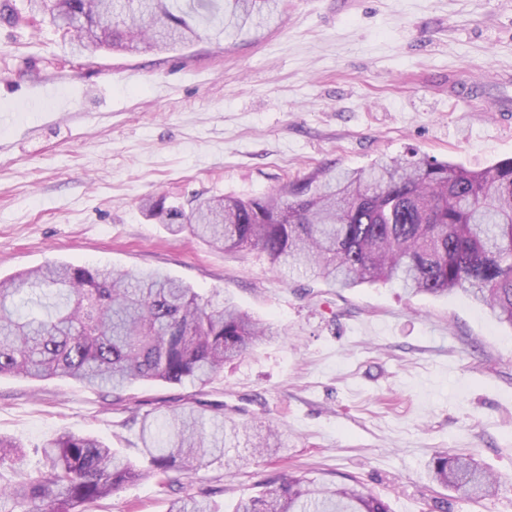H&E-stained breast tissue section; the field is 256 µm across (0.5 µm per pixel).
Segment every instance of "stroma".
<instances>
[{
  "mask_svg": "<svg viewBox=\"0 0 512 512\" xmlns=\"http://www.w3.org/2000/svg\"><path fill=\"white\" fill-rule=\"evenodd\" d=\"M472 100H454L459 83ZM57 97L39 100L44 84ZM512 0H281L261 28L202 31L157 51L77 53L50 19L0 20V278L48 262L161 270L230 297L282 335L206 387L136 382L121 396L67 379L0 376V434L25 447L63 432L127 456L134 415L221 409L278 427L169 488L141 482L85 512H166L209 492L219 512L271 476L360 482L391 512H512V327L461 293L333 288L282 276L152 219L146 198L262 197L332 167L412 154L472 169L512 158ZM472 456L498 483L461 497L429 477L436 452Z\"/></svg>",
  "mask_w": 512,
  "mask_h": 512,
  "instance_id": "35a3bbf8",
  "label": "stroma"
}]
</instances>
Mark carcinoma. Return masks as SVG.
<instances>
[{
    "label": "carcinoma",
    "mask_w": 512,
    "mask_h": 512,
    "mask_svg": "<svg viewBox=\"0 0 512 512\" xmlns=\"http://www.w3.org/2000/svg\"><path fill=\"white\" fill-rule=\"evenodd\" d=\"M85 50L136 53L200 37L201 18L224 30L267 25L280 0H29ZM175 233L229 250L259 248L272 268L311 274L337 288L397 282L412 294L460 291L512 326V158L481 170L436 159H392L312 175L262 198H196L186 211L150 200ZM278 335L271 324L160 271L49 263L0 280V375L66 378L120 392L136 381L204 387L224 362ZM241 427L193 408L147 414L139 457L64 433L30 468L21 444L0 436V512H82L129 484L176 482L226 456ZM282 447L271 426L258 453ZM437 484L467 496L495 478L469 457L436 453ZM168 512H217L209 494L170 501ZM235 512H390L362 486L327 487L304 475L266 481Z\"/></svg>",
    "instance_id": "obj_1"
}]
</instances>
